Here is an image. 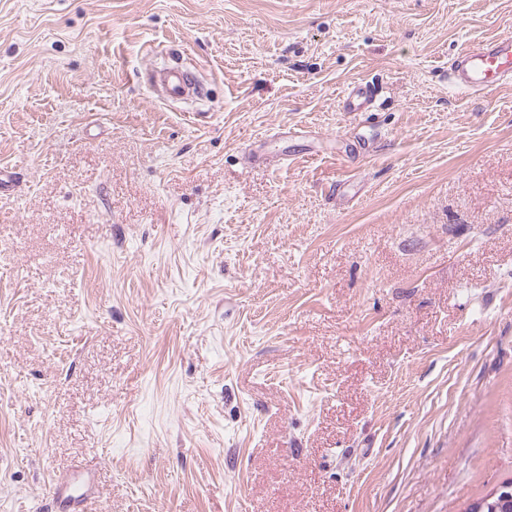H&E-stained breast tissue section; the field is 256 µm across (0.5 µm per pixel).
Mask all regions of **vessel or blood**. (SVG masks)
Listing matches in <instances>:
<instances>
[{
    "mask_svg": "<svg viewBox=\"0 0 512 512\" xmlns=\"http://www.w3.org/2000/svg\"><path fill=\"white\" fill-rule=\"evenodd\" d=\"M450 76L454 85L476 92L497 88L512 82V36L503 35L488 41L469 44L457 52ZM375 92L366 83L349 87L340 100L346 112L369 111ZM55 500L77 505L89 496L90 481L55 484L51 487Z\"/></svg>",
    "mask_w": 512,
    "mask_h": 512,
    "instance_id": "1",
    "label": "vessel or blood"
}]
</instances>
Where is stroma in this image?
I'll use <instances>...</instances> for the list:
<instances>
[{"label":"stroma","mask_w":512,"mask_h":512,"mask_svg":"<svg viewBox=\"0 0 512 512\" xmlns=\"http://www.w3.org/2000/svg\"><path fill=\"white\" fill-rule=\"evenodd\" d=\"M512 0H0V512H465L512 479ZM203 86L157 96L166 51ZM374 87L372 111L343 90ZM452 83L475 92L512 82V36L469 44L457 52L451 67ZM375 92L367 83H357L349 87L340 100L341 109L345 112H368L372 107ZM53 498L66 506L80 504L91 493L92 484L89 479L81 483L54 484L51 487Z\"/></svg>","instance_id":"obj_1"}]
</instances>
